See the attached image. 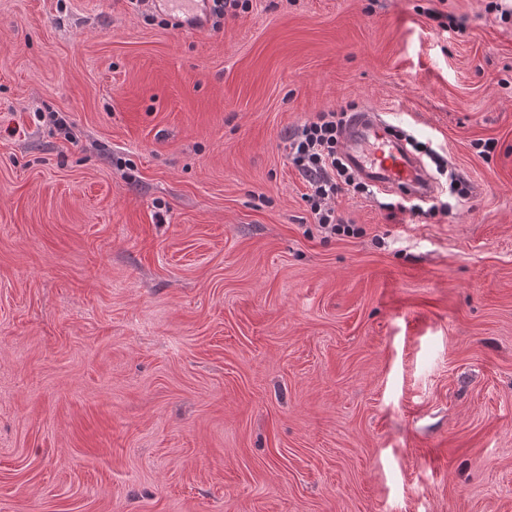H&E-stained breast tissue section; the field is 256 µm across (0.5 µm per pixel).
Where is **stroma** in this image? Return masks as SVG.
<instances>
[{"label":"stroma","instance_id":"35a3bbf8","mask_svg":"<svg viewBox=\"0 0 512 512\" xmlns=\"http://www.w3.org/2000/svg\"><path fill=\"white\" fill-rule=\"evenodd\" d=\"M164 18L0 0V512H512V0ZM351 104L450 212L323 238L284 139Z\"/></svg>","mask_w":512,"mask_h":512}]
</instances>
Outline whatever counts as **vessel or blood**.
Listing matches in <instances>:
<instances>
[{"instance_id":"1","label":"vessel or blood","mask_w":512,"mask_h":512,"mask_svg":"<svg viewBox=\"0 0 512 512\" xmlns=\"http://www.w3.org/2000/svg\"><path fill=\"white\" fill-rule=\"evenodd\" d=\"M395 129L394 123L381 120L372 110L348 113L342 138L345 160L370 187L432 198L435 187L424 173L423 161Z\"/></svg>"}]
</instances>
